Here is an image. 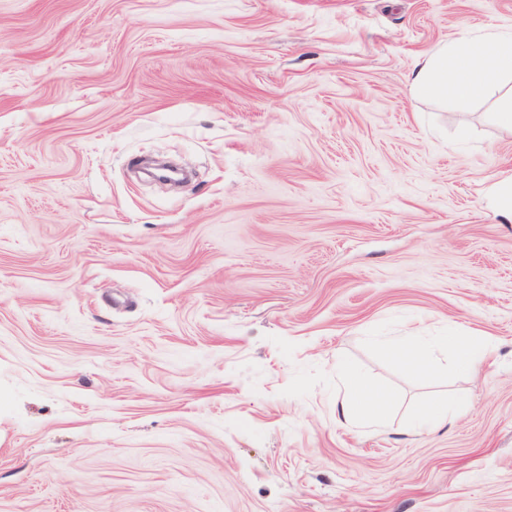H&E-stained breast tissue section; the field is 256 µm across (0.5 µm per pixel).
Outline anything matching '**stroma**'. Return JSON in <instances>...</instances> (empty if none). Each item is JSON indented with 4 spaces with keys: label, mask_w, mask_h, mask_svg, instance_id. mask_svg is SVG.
I'll use <instances>...</instances> for the list:
<instances>
[{
    "label": "stroma",
    "mask_w": 512,
    "mask_h": 512,
    "mask_svg": "<svg viewBox=\"0 0 512 512\" xmlns=\"http://www.w3.org/2000/svg\"><path fill=\"white\" fill-rule=\"evenodd\" d=\"M490 32L512 0H0V512H512V131L411 87ZM414 328L495 351L408 371ZM344 389L341 413L344 418L382 426L387 422L391 404L385 391L362 374L339 364ZM455 412L456 409L451 407L448 401L429 402L417 412V427L423 429L426 424L431 425L433 428L444 426L453 417Z\"/></svg>",
    "instance_id": "1"
}]
</instances>
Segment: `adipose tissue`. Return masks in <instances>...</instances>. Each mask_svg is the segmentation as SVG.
Segmentation results:
<instances>
[{"mask_svg": "<svg viewBox=\"0 0 512 512\" xmlns=\"http://www.w3.org/2000/svg\"><path fill=\"white\" fill-rule=\"evenodd\" d=\"M512 82V34H490L441 45L414 72L412 84L424 96L441 103L465 106L480 101L499 84ZM451 348L455 369L468 370L485 361L494 351L490 342L463 336H412L387 340L382 351L405 368L431 370L436 348ZM344 389L341 413L344 418L384 425L391 411L385 391L362 374L339 366Z\"/></svg>", "mask_w": 512, "mask_h": 512, "instance_id": "ef3b65f1", "label": "adipose tissue"}]
</instances>
